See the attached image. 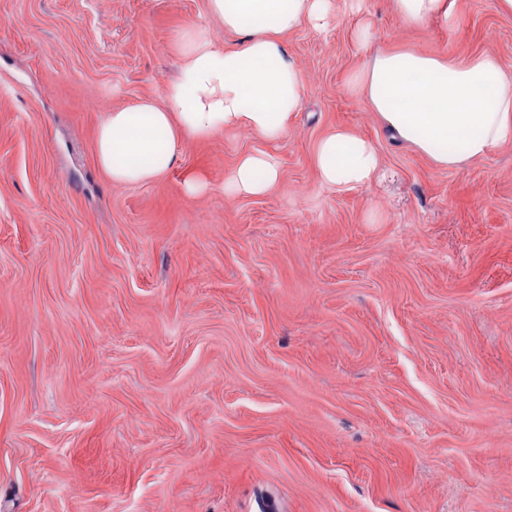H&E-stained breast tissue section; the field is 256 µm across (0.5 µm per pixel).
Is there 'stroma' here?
I'll list each match as a JSON object with an SVG mask.
<instances>
[{"instance_id":"1","label":"stroma","mask_w":512,"mask_h":512,"mask_svg":"<svg viewBox=\"0 0 512 512\" xmlns=\"http://www.w3.org/2000/svg\"><path fill=\"white\" fill-rule=\"evenodd\" d=\"M454 12L407 28L389 0H332L285 37L286 137L189 140L116 187L108 112L164 105L188 22L219 50L243 34L208 0H0V512H512V141L440 169L346 88L379 48L512 71V15ZM339 127L382 182H321ZM255 151L281 182L226 192Z\"/></svg>"}]
</instances>
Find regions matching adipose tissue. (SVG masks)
<instances>
[{
  "instance_id": "1",
  "label": "adipose tissue",
  "mask_w": 512,
  "mask_h": 512,
  "mask_svg": "<svg viewBox=\"0 0 512 512\" xmlns=\"http://www.w3.org/2000/svg\"><path fill=\"white\" fill-rule=\"evenodd\" d=\"M400 22H450L454 0H392ZM226 29L243 32L238 49L217 50L207 29L190 23L180 43L179 78L164 107L148 99L109 112L97 129L95 159L113 184L134 186L163 178L187 139L248 130L276 141L288 132L302 102L296 63L285 36L302 25L327 24L331 0H209ZM391 137L412 146L437 167L461 170L512 140V74L490 53L466 58L411 47L377 52L347 80ZM320 179L353 191L381 175L376 146L338 128L316 146ZM282 178L277 160L263 152L240 156L225 181L243 195L267 193Z\"/></svg>"
}]
</instances>
